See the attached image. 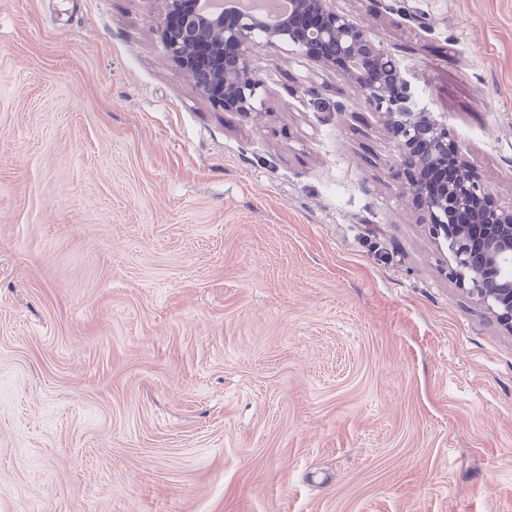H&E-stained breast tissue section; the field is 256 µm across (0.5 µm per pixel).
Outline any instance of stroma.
Wrapping results in <instances>:
<instances>
[{
  "instance_id": "stroma-1",
  "label": "stroma",
  "mask_w": 512,
  "mask_h": 512,
  "mask_svg": "<svg viewBox=\"0 0 512 512\" xmlns=\"http://www.w3.org/2000/svg\"><path fill=\"white\" fill-rule=\"evenodd\" d=\"M512 209V0H336ZM161 0H0V512H512V333L336 70L260 117Z\"/></svg>"
}]
</instances>
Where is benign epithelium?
Returning a JSON list of instances; mask_svg holds the SVG:
<instances>
[{"label": "benign epithelium", "instance_id": "1", "mask_svg": "<svg viewBox=\"0 0 512 512\" xmlns=\"http://www.w3.org/2000/svg\"><path fill=\"white\" fill-rule=\"evenodd\" d=\"M205 0H162L165 47L190 78L204 67L217 78L197 86L215 107L246 116L260 112L264 81L252 68L262 46L289 47L340 73L365 106L378 114L398 154L392 176L413 207L449 242L456 266L476 267L471 294L512 332V210L467 164L448 125L420 106L406 69L376 37L336 10L334 0H290L287 15L270 18L226 5L208 10ZM467 213L468 224L455 221Z\"/></svg>", "mask_w": 512, "mask_h": 512}]
</instances>
